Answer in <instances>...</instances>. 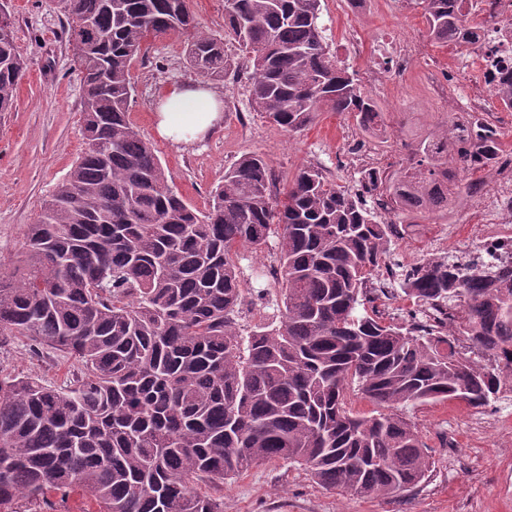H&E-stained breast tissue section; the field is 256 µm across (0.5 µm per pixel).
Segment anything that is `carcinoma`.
Wrapping results in <instances>:
<instances>
[{
  "label": "carcinoma",
  "instance_id": "carcinoma-1",
  "mask_svg": "<svg viewBox=\"0 0 512 512\" xmlns=\"http://www.w3.org/2000/svg\"><path fill=\"white\" fill-rule=\"evenodd\" d=\"M479 0H414L429 37L481 49ZM322 0H224V29L252 62L255 110L288 132L327 110L363 130L384 112L324 45ZM83 80L85 147L28 226L26 251L0 273V346L24 340L73 362L60 384L0 368V512L16 498L80 491L100 512H223L200 484L256 465L303 467L322 487L390 498L425 482L432 458L395 409L453 401L485 409L512 381V262L485 267L424 258L386 261L399 225L366 197L412 221L448 215L484 195L473 178L502 153L483 123L470 140L445 128L407 145L388 177L360 171V193L302 166L285 190L264 158L224 172L205 212L169 185L153 145L129 120L131 67L149 39L185 37L202 77L228 71L224 43L196 33L187 0H55ZM27 63L0 37V112ZM491 97L512 107V75ZM439 138L447 149L430 154ZM279 241V324L242 334L239 250ZM400 277L417 309L406 323L360 313L373 280ZM452 320L447 327L446 320ZM503 354L491 366L474 352ZM388 409L346 410L348 386Z\"/></svg>",
  "mask_w": 512,
  "mask_h": 512
}]
</instances>
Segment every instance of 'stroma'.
Listing matches in <instances>:
<instances>
[{"label": "stroma", "instance_id": "35a3bbf8", "mask_svg": "<svg viewBox=\"0 0 512 512\" xmlns=\"http://www.w3.org/2000/svg\"><path fill=\"white\" fill-rule=\"evenodd\" d=\"M16 43L27 61L12 111L0 114V271L10 272L21 255L25 233L36 223L41 205L69 173L84 148L81 74L72 60L66 22L53 0H10ZM202 35L223 41L229 62L226 78L216 87L224 95V122L206 139L177 144L155 131V102L167 87L199 81L188 64L184 40L176 35L150 39L132 64L134 100L129 120L155 148L168 182L199 210L209 206L210 193L239 158L261 154L280 180L304 165L323 168L329 180L354 187L359 178L353 148L367 143L382 169L394 172L403 163L407 142L444 128L454 120L448 101L431 96L428 85L436 72L454 70L459 84L473 74V50L430 40L421 6L412 0H322L319 25L324 42L358 79L363 92L385 113L386 136L364 133L352 118L320 113L304 130L289 133L255 111L251 70L238 43L224 31V0H189ZM417 45L407 71L389 72L395 42ZM387 70L386 80L369 83L367 71ZM482 200L448 219L424 220L401 227L390 244L392 262L409 265L426 257L469 250L470 228ZM277 242L240 251L244 273L243 322L271 321L278 295L275 283L262 275L277 258ZM0 364L16 375H32L60 383L68 365L53 355H33L20 342L0 349ZM433 456L428 479L407 494L367 499L327 490L303 468L283 462L253 468L213 488L224 512H512V427L490 424L474 429L473 409L454 401H430L401 407Z\"/></svg>", "mask_w": 512, "mask_h": 512}]
</instances>
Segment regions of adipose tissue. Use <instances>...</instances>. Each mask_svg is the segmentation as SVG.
Masks as SVG:
<instances>
[{"instance_id":"adipose-tissue-1","label":"adipose tissue","mask_w":512,"mask_h":512,"mask_svg":"<svg viewBox=\"0 0 512 512\" xmlns=\"http://www.w3.org/2000/svg\"><path fill=\"white\" fill-rule=\"evenodd\" d=\"M221 93L201 85L169 89L155 114L158 135L176 143L201 139L222 122Z\"/></svg>"}]
</instances>
